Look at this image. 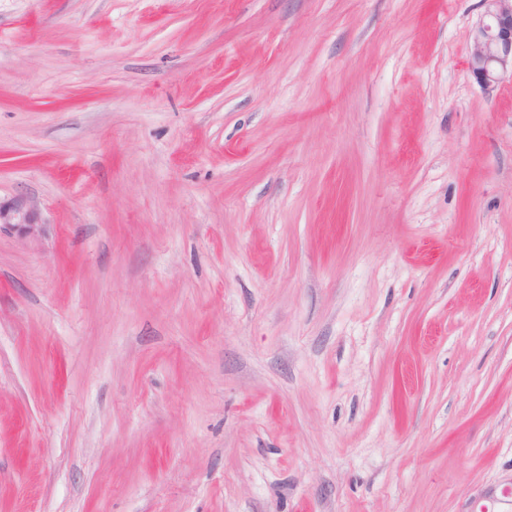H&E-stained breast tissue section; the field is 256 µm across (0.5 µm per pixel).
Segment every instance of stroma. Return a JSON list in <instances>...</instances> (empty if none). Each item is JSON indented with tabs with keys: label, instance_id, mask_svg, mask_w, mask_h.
<instances>
[{
	"label": "stroma",
	"instance_id": "obj_1",
	"mask_svg": "<svg viewBox=\"0 0 512 512\" xmlns=\"http://www.w3.org/2000/svg\"><path fill=\"white\" fill-rule=\"evenodd\" d=\"M483 12L0 0V512H512Z\"/></svg>",
	"mask_w": 512,
	"mask_h": 512
}]
</instances>
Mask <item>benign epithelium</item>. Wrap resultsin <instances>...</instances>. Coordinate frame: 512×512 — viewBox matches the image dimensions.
<instances>
[{"label":"benign epithelium","instance_id":"benign-epithelium-1","mask_svg":"<svg viewBox=\"0 0 512 512\" xmlns=\"http://www.w3.org/2000/svg\"><path fill=\"white\" fill-rule=\"evenodd\" d=\"M484 4V16L471 32L467 66L480 85L490 88L503 74L512 73V0H484ZM1 231L36 239L43 225L26 219L21 224H0Z\"/></svg>","mask_w":512,"mask_h":512}]
</instances>
